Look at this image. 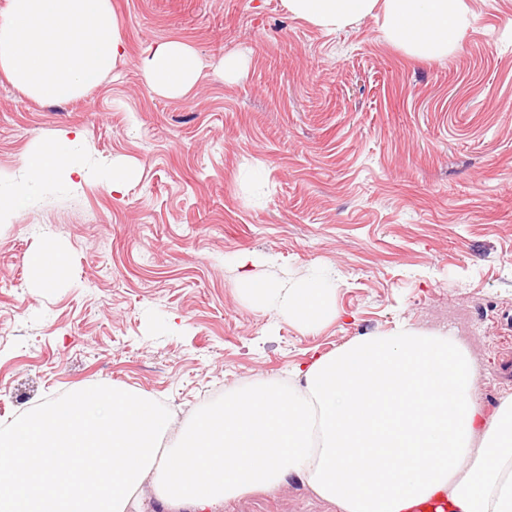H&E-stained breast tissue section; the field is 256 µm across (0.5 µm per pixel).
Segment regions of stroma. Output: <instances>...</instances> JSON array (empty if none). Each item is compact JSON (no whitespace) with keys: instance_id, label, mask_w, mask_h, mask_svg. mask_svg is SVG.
Listing matches in <instances>:
<instances>
[{"instance_id":"1","label":"stroma","mask_w":512,"mask_h":512,"mask_svg":"<svg viewBox=\"0 0 512 512\" xmlns=\"http://www.w3.org/2000/svg\"><path fill=\"white\" fill-rule=\"evenodd\" d=\"M459 45L420 58L373 17L326 30L283 0H112L126 57L84 97L46 104L0 73V175L80 132L89 171L139 168L124 196L97 180L39 188L0 223V421L90 383L157 399L183 425L259 377L399 323L474 325L479 402L512 394V0H466ZM179 40L202 62L183 99L138 60ZM227 55L241 58L233 75ZM52 242L67 275L38 287ZM250 256L254 265L237 260ZM336 279V316L309 331L255 310L243 274ZM222 512H337L307 484ZM62 261L63 256L56 248L54 249V253L51 259L48 258L45 248L42 247L35 251L31 262L41 288H53L56 282V280H50L47 277L44 266L49 263L58 265L62 263Z\"/></svg>"}]
</instances>
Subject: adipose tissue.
Here are the masks:
<instances>
[{
  "label": "adipose tissue",
  "instance_id": "1",
  "mask_svg": "<svg viewBox=\"0 0 512 512\" xmlns=\"http://www.w3.org/2000/svg\"><path fill=\"white\" fill-rule=\"evenodd\" d=\"M293 15L333 30L383 18L387 38L423 58L448 54L471 22L465 0H286ZM147 86L184 97L202 71L178 41L147 49ZM73 140L39 144L21 180L0 190V222L34 187L86 181ZM260 310L314 329L332 285L245 278ZM261 378L171 433L152 398L92 384L0 430V512H128L151 484L165 512H221L226 500L298 477L338 512H512V395L485 413L478 367L453 336L399 325Z\"/></svg>",
  "mask_w": 512,
  "mask_h": 512
}]
</instances>
